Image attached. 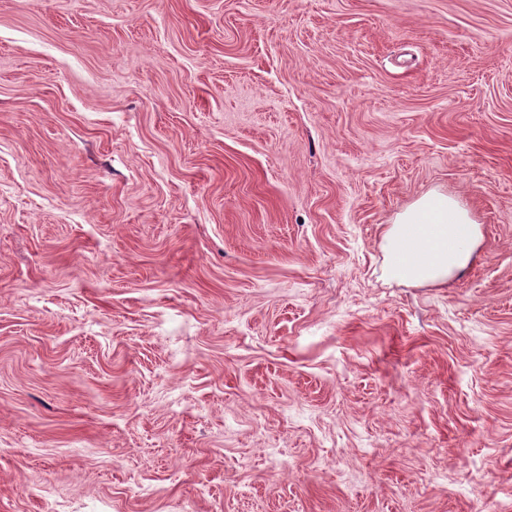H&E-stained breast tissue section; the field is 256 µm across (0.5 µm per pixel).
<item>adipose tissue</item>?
Here are the masks:
<instances>
[{
    "instance_id": "obj_1",
    "label": "adipose tissue",
    "mask_w": 512,
    "mask_h": 512,
    "mask_svg": "<svg viewBox=\"0 0 512 512\" xmlns=\"http://www.w3.org/2000/svg\"><path fill=\"white\" fill-rule=\"evenodd\" d=\"M480 226L457 198L429 191L385 228L386 279L413 285H444L471 264Z\"/></svg>"
}]
</instances>
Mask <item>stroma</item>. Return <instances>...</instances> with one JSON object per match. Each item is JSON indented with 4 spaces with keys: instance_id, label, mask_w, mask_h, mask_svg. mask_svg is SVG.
<instances>
[{
    "instance_id": "stroma-1",
    "label": "stroma",
    "mask_w": 512,
    "mask_h": 512,
    "mask_svg": "<svg viewBox=\"0 0 512 512\" xmlns=\"http://www.w3.org/2000/svg\"><path fill=\"white\" fill-rule=\"evenodd\" d=\"M435 188L474 261L388 281ZM509 486L512 0H0V512Z\"/></svg>"
}]
</instances>
